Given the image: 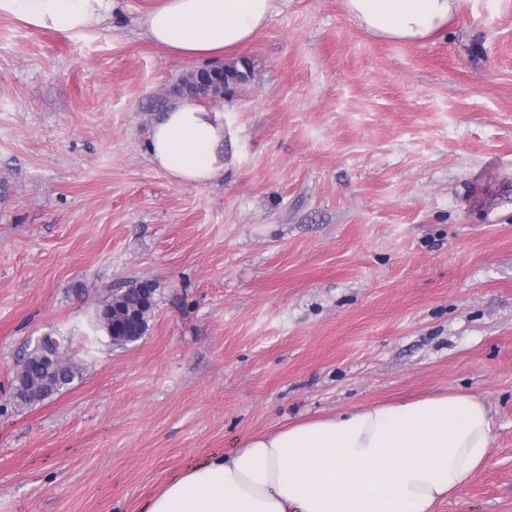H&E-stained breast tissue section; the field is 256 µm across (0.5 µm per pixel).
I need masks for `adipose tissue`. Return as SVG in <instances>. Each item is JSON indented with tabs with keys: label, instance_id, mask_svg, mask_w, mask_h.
<instances>
[{
	"label": "adipose tissue",
	"instance_id": "ef3b65f1",
	"mask_svg": "<svg viewBox=\"0 0 512 512\" xmlns=\"http://www.w3.org/2000/svg\"><path fill=\"white\" fill-rule=\"evenodd\" d=\"M459 0H346L376 37L420 42L448 26ZM119 0H0V18L67 39L98 34ZM273 0H155L138 26L151 42L200 60L266 25ZM157 169L181 185L224 169V123L205 108L164 112L145 141ZM493 418L478 396L451 391L375 404L258 434L189 467L147 512H436L484 465Z\"/></svg>",
	"mask_w": 512,
	"mask_h": 512
}]
</instances>
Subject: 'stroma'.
<instances>
[{
	"instance_id": "stroma-1",
	"label": "stroma",
	"mask_w": 512,
	"mask_h": 512,
	"mask_svg": "<svg viewBox=\"0 0 512 512\" xmlns=\"http://www.w3.org/2000/svg\"><path fill=\"white\" fill-rule=\"evenodd\" d=\"M146 0L66 40L0 18V512H146L175 476L288 423L448 390L490 407L483 468L437 512H512V0L422 43L345 0H275L204 100L224 173L181 185L143 144L197 64ZM156 289L124 347L99 301ZM46 336L83 367L12 396Z\"/></svg>"
}]
</instances>
